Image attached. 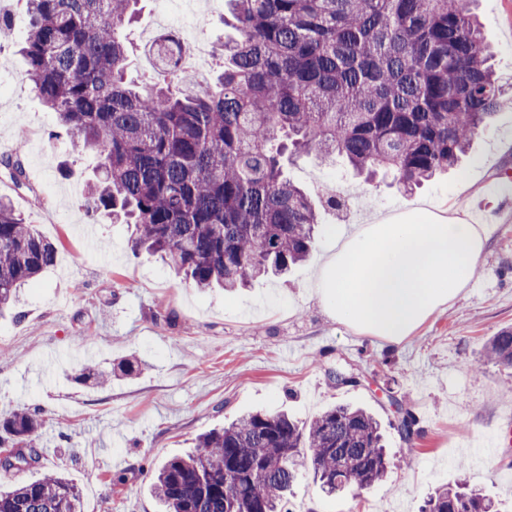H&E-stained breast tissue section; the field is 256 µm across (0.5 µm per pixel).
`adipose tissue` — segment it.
Wrapping results in <instances>:
<instances>
[{
  "instance_id": "obj_1",
  "label": "adipose tissue",
  "mask_w": 512,
  "mask_h": 512,
  "mask_svg": "<svg viewBox=\"0 0 512 512\" xmlns=\"http://www.w3.org/2000/svg\"><path fill=\"white\" fill-rule=\"evenodd\" d=\"M485 225L463 213L413 206L352 225L310 285L326 313L357 333L404 342L452 306L482 264Z\"/></svg>"
}]
</instances>
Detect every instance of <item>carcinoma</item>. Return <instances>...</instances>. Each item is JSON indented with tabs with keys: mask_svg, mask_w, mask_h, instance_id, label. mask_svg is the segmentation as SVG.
<instances>
[{
	"mask_svg": "<svg viewBox=\"0 0 512 512\" xmlns=\"http://www.w3.org/2000/svg\"><path fill=\"white\" fill-rule=\"evenodd\" d=\"M141 0H25L26 80L72 147L99 158L85 198L91 212L134 226L132 251L160 255L198 288L248 287L282 275L315 245L314 200L285 172V159L342 158L356 175L383 169L410 194L458 165L485 122L512 99L470 0H225L236 35L219 46L213 83H187L178 42L149 54L169 80L127 82L131 26ZM7 158L20 183L19 155ZM0 197V311L57 259ZM484 356L512 366V330ZM142 370L125 358L106 383ZM37 420L0 422L12 445L30 448ZM329 493L365 489L391 465L375 417L339 405L301 425L285 412L255 411L166 459L150 492L161 512H282L299 460ZM0 512H80L61 473L0 488ZM420 512H494L464 484L431 494Z\"/></svg>",
	"mask_w": 512,
	"mask_h": 512,
	"instance_id": "cac0c4a2",
	"label": "carcinoma"
}]
</instances>
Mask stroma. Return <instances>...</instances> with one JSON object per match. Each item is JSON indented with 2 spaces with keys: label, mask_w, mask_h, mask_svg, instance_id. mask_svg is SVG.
<instances>
[{
  "label": "stroma",
  "mask_w": 512,
  "mask_h": 512,
  "mask_svg": "<svg viewBox=\"0 0 512 512\" xmlns=\"http://www.w3.org/2000/svg\"><path fill=\"white\" fill-rule=\"evenodd\" d=\"M0 0L12 35L0 38V159L24 141L23 185L0 170V196L58 246L57 261L22 288L14 310L0 316V420L20 409L38 412L37 463L0 480L23 484L65 473L78 488L83 512H158L151 475L197 438L255 410H284L300 422L340 404L363 407L380 421L394 463L378 485L333 495L300 470L289 501L307 512H420L437 487L467 479L512 512V367L483 360L484 344L512 328V105L500 109L473 141L458 172L411 195L392 175L371 183L344 161L291 158L288 176L312 197L340 189L345 202L319 209L315 248L288 276L235 292L181 282L160 260L134 256L128 225L88 223L83 190L96 158L73 151L67 136L31 91L19 52L25 8ZM473 11L495 54L498 74L512 77V0H475ZM155 0H142L133 25L128 76L160 81L143 53ZM209 47L232 35L224 0H205L192 13ZM471 188L456 189L462 181ZM488 198L493 209L476 210ZM425 201L460 205L488 227L483 264L451 308L436 312L401 346L369 340L336 323L312 298L309 278L334 249L339 232L374 212L398 213ZM134 355L133 378L95 387L79 382L84 365L110 370ZM346 374V383L335 373ZM411 412L418 436L397 430Z\"/></svg>",
  "instance_id": "35a3bbf8"
}]
</instances>
